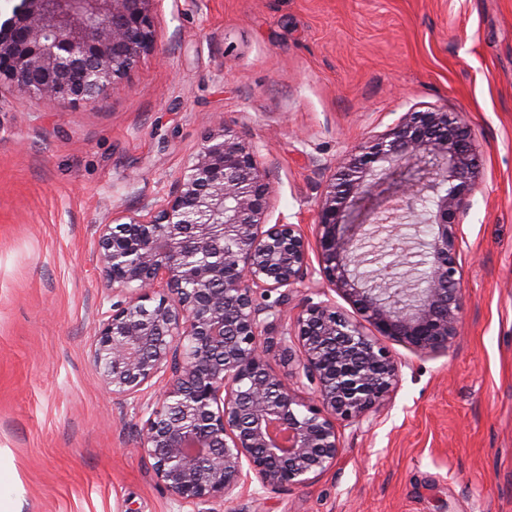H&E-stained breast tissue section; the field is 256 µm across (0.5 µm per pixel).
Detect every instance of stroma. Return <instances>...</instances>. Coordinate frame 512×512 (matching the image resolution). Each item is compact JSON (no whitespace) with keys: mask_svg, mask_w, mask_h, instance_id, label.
I'll use <instances>...</instances> for the list:
<instances>
[{"mask_svg":"<svg viewBox=\"0 0 512 512\" xmlns=\"http://www.w3.org/2000/svg\"><path fill=\"white\" fill-rule=\"evenodd\" d=\"M157 43L92 105L0 91V482L14 512H193L138 450L144 418L90 361L95 227L161 202L202 137L262 145L269 223L316 233L334 171L404 112L463 114L479 180L460 227L461 335L390 340L387 404L339 423L304 487L223 512H512V0H157Z\"/></svg>","mask_w":512,"mask_h":512,"instance_id":"stroma-1","label":"stroma"}]
</instances>
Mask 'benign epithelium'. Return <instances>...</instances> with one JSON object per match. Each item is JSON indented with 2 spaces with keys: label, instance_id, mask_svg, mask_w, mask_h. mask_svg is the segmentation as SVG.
Wrapping results in <instances>:
<instances>
[{
  "label": "benign epithelium",
  "instance_id": "7a95c632",
  "mask_svg": "<svg viewBox=\"0 0 512 512\" xmlns=\"http://www.w3.org/2000/svg\"><path fill=\"white\" fill-rule=\"evenodd\" d=\"M155 2L16 0L0 14V87L60 109L96 102L154 49ZM429 157L433 180L401 185L388 215L431 225L425 283L408 293L390 266L375 284L361 273L358 225L344 217L398 168ZM477 167L462 114L405 112L333 173L312 241L299 224L267 223L274 187L260 147L224 125L162 203L96 225L112 303L97 310L92 362L114 401L147 416L140 451L177 502L221 505L236 489L310 483L340 455L337 423H363L399 382L381 339L420 354L453 347L464 309L459 226ZM427 192L432 206L417 209ZM312 251L359 318L331 298L285 307L312 274ZM162 372L165 385L145 400Z\"/></svg>",
  "mask_w": 512,
  "mask_h": 512
}]
</instances>
